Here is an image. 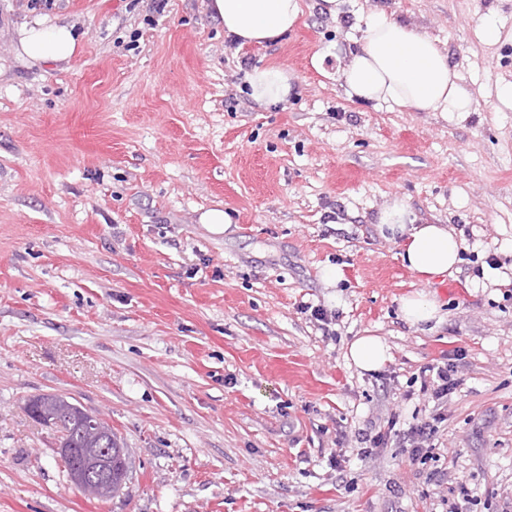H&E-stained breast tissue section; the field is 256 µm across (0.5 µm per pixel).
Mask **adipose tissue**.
Masks as SVG:
<instances>
[{
	"mask_svg": "<svg viewBox=\"0 0 512 512\" xmlns=\"http://www.w3.org/2000/svg\"><path fill=\"white\" fill-rule=\"evenodd\" d=\"M208 8L233 43L264 45L286 35L302 14V0H210ZM77 40L67 24L37 16L19 30L18 52L35 63L69 61ZM348 97L404 109L468 113L473 97L448 54L413 24L385 10L373 11L360 43L340 68ZM258 105L284 102L291 90L287 69L256 67L247 76ZM380 235L399 240L401 261L423 281L448 274L460 263L463 240L445 224H421L408 205L393 199L379 214ZM389 349L372 333L356 337L348 358L361 371L380 370Z\"/></svg>",
	"mask_w": 512,
	"mask_h": 512,
	"instance_id": "ef3b65f1",
	"label": "adipose tissue"
}]
</instances>
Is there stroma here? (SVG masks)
Masks as SVG:
<instances>
[{
  "label": "stroma",
  "instance_id": "obj_1",
  "mask_svg": "<svg viewBox=\"0 0 512 512\" xmlns=\"http://www.w3.org/2000/svg\"><path fill=\"white\" fill-rule=\"evenodd\" d=\"M207 2L0 0V512H450L463 483L473 512H512V110L493 94L512 0H345L338 19L302 0L290 34L244 47ZM380 6L447 51L472 112L346 95L338 59ZM36 15L73 25L70 62L18 57ZM252 66L287 68L286 102L250 100ZM397 197L460 234L456 270L403 266L377 230ZM489 259L495 284L473 272ZM414 291L439 301L433 329L400 318ZM367 331L390 353L375 373L346 359ZM456 348L433 459L394 441L357 458L391 414L433 413L420 370ZM37 394L107 417L118 495L68 480Z\"/></svg>",
  "mask_w": 512,
  "mask_h": 512
}]
</instances>
